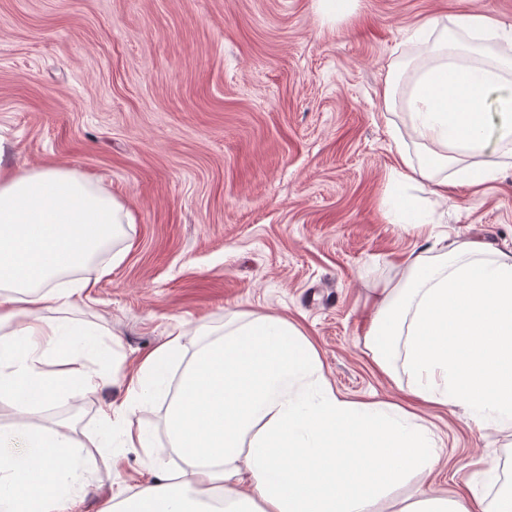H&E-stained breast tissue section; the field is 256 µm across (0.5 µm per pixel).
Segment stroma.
<instances>
[{
  "label": "stroma",
  "mask_w": 512,
  "mask_h": 512,
  "mask_svg": "<svg viewBox=\"0 0 512 512\" xmlns=\"http://www.w3.org/2000/svg\"><path fill=\"white\" fill-rule=\"evenodd\" d=\"M462 13L512 24V0H352L341 16L318 0H0L8 164L66 165L129 216L109 251L55 282L91 281L61 316L94 333L101 377L44 421L85 438L167 336L189 359L248 312L300 328L340 395L400 405L434 433L438 466L390 487L378 512L466 493L492 464L512 487V434L416 399L403 351L386 374L365 343L371 298L402 287L410 254L437 262L444 240L474 238L512 251V164L443 201L405 182L390 148L429 56L412 32ZM399 201L432 214L433 237L392 223ZM120 455L114 471L105 455L87 464L78 512L153 479L140 449Z\"/></svg>",
  "instance_id": "obj_1"
}]
</instances>
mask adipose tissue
<instances>
[{"mask_svg": "<svg viewBox=\"0 0 512 512\" xmlns=\"http://www.w3.org/2000/svg\"><path fill=\"white\" fill-rule=\"evenodd\" d=\"M455 34L417 76L409 99L412 131L431 146L414 164L400 135L393 147L404 179L450 187L494 180L490 148L512 145V56L473 64L482 41L512 45V25L481 14L454 18ZM0 144V405L19 418L0 429V512H70L84 496L78 469L86 446L150 454L152 431L136 412L166 400L164 432L182 462L178 481L158 475L103 512H371L408 473L440 461L432 434L399 407L354 401L333 389L316 348L293 324L243 316L237 327L182 362L180 336L149 354L122 407L99 411L92 444L41 410L73 386H93L81 362L88 331L56 313L86 282L55 287L112 242L122 205L83 174L48 166L21 174ZM452 177L439 178V171ZM405 287L370 302L366 341L390 371L403 349L413 395L463 407L478 422L512 432V255L476 240L452 242L443 262L409 256ZM67 367L47 368L58 361ZM182 363L177 384L164 367Z\"/></svg>", "mask_w": 512, "mask_h": 512, "instance_id": "ef3b65f1", "label": "adipose tissue"}]
</instances>
